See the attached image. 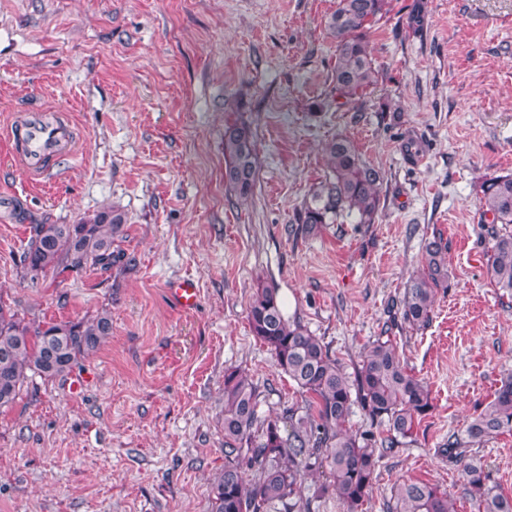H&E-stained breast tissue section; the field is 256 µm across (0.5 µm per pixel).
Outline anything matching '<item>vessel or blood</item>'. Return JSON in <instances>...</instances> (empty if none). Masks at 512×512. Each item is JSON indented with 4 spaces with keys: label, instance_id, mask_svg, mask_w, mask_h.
<instances>
[{
    "label": "vessel or blood",
    "instance_id": "b4317fda",
    "mask_svg": "<svg viewBox=\"0 0 512 512\" xmlns=\"http://www.w3.org/2000/svg\"><path fill=\"white\" fill-rule=\"evenodd\" d=\"M15 144V161L31 176L41 178L57 160L73 155L76 134L56 109L39 108L23 113L8 131ZM168 291L175 303L189 308L195 305L198 288L195 280L176 279Z\"/></svg>",
    "mask_w": 512,
    "mask_h": 512
}]
</instances>
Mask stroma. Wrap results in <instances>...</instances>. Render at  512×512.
Returning a JSON list of instances; mask_svg holds the SVG:
<instances>
[{"mask_svg": "<svg viewBox=\"0 0 512 512\" xmlns=\"http://www.w3.org/2000/svg\"><path fill=\"white\" fill-rule=\"evenodd\" d=\"M337 0H0V301L25 319L108 311L112 333L69 376L28 377L0 409V512H211L224 470V371L258 386L257 413L299 407L297 386L251 333L256 288H277L355 373L377 336L396 337L433 409L380 463L362 512H389L394 484L422 480L475 512L462 463L441 448L512 371V299L486 275L481 185L512 173V0H389L368 32L378 80L340 105L325 20ZM420 10L424 22L413 28ZM64 109L76 151L30 179L12 160L9 114ZM256 134L245 201L224 185V127ZM381 168L375 223L302 231L295 218L336 135ZM126 217L133 270L46 272L19 254L36 222ZM448 285L429 324L393 317L433 234ZM197 281L180 309L169 281ZM90 384L72 393L73 379ZM512 495V432L474 446Z\"/></svg>", "mask_w": 512, "mask_h": 512, "instance_id": "1", "label": "stroma"}]
</instances>
